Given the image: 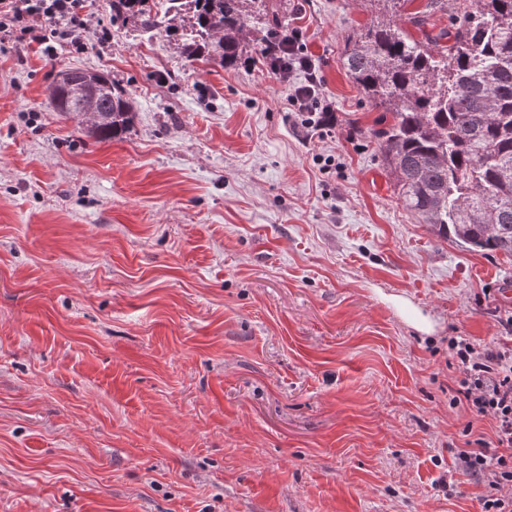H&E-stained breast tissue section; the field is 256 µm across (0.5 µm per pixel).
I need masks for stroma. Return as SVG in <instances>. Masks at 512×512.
Listing matches in <instances>:
<instances>
[{"mask_svg":"<svg viewBox=\"0 0 512 512\" xmlns=\"http://www.w3.org/2000/svg\"><path fill=\"white\" fill-rule=\"evenodd\" d=\"M336 110L306 139L261 66L0 46V512H481L448 339L512 313V258L405 210L343 66L366 0H283ZM135 111L99 140L58 71ZM52 83L51 95L61 112H72L88 132L101 140L121 137L132 121L133 107L124 90L105 72L81 68L63 70ZM88 85L94 90L85 97H75L72 85ZM96 112H86L90 108ZM101 119V120H98Z\"/></svg>","mask_w":512,"mask_h":512,"instance_id":"obj_1","label":"stroma"}]
</instances>
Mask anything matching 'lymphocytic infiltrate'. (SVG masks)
<instances>
[{
  "label": "lymphocytic infiltrate",
  "instance_id": "1",
  "mask_svg": "<svg viewBox=\"0 0 512 512\" xmlns=\"http://www.w3.org/2000/svg\"><path fill=\"white\" fill-rule=\"evenodd\" d=\"M91 30L84 0H0V44L38 46L46 56L59 49L81 50ZM266 71L280 81L294 72L304 84L292 87L288 100L308 133L323 135L333 124V108L319 98L321 78L301 29L273 35L261 51ZM502 339L481 344L464 336L448 339L450 365L455 370L450 406L470 415L461 435L464 447L456 469L482 484L483 512H512V314L502 319ZM491 418L490 432L478 422Z\"/></svg>",
  "mask_w": 512,
  "mask_h": 512
}]
</instances>
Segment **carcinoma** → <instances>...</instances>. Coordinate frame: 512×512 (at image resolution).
I'll return each mask as SVG.
<instances>
[{
  "mask_svg": "<svg viewBox=\"0 0 512 512\" xmlns=\"http://www.w3.org/2000/svg\"><path fill=\"white\" fill-rule=\"evenodd\" d=\"M378 7L345 36L344 66L381 111L383 166L420 223L471 251L512 257V0H475L435 34L415 39L400 23L405 0ZM112 0V23L135 36L162 34L188 63L232 67L253 49L250 33L290 25L277 0ZM51 95L101 140L121 137L133 107L105 72L59 73Z\"/></svg>",
  "mask_w": 512,
  "mask_h": 512,
  "instance_id": "cac0c4a2",
  "label": "carcinoma"
}]
</instances>
